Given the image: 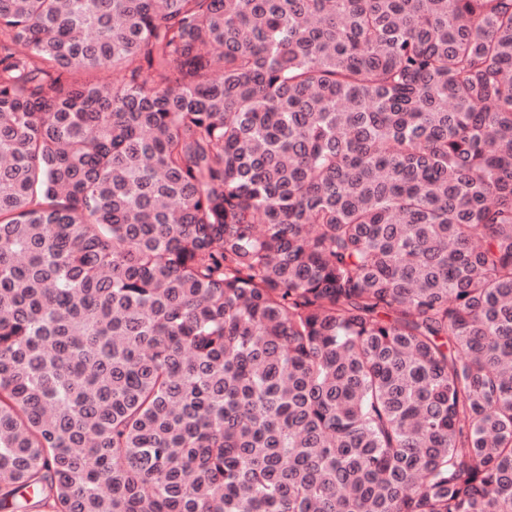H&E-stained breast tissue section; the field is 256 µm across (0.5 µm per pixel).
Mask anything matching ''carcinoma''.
<instances>
[{"mask_svg": "<svg viewBox=\"0 0 512 512\" xmlns=\"http://www.w3.org/2000/svg\"><path fill=\"white\" fill-rule=\"evenodd\" d=\"M511 368L512 0H0V512H512Z\"/></svg>", "mask_w": 512, "mask_h": 512, "instance_id": "obj_1", "label": "carcinoma"}]
</instances>
